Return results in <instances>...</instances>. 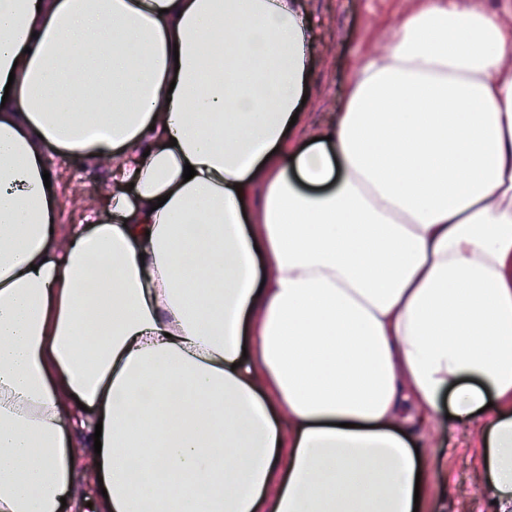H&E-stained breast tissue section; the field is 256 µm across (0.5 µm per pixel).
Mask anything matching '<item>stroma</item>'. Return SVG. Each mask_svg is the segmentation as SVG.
Here are the masks:
<instances>
[{
	"mask_svg": "<svg viewBox=\"0 0 512 512\" xmlns=\"http://www.w3.org/2000/svg\"><path fill=\"white\" fill-rule=\"evenodd\" d=\"M414 0H307L315 40L309 58V96L295 136L318 131L340 96L355 59L393 35ZM56 179L57 222L61 229L81 223L86 208L104 200L74 197V186L99 187L108 172L86 160L50 155ZM481 420L461 422L435 415L419 420L410 438L422 451L427 476V512H494L478 448Z\"/></svg>",
	"mask_w": 512,
	"mask_h": 512,
	"instance_id": "1",
	"label": "stroma"
}]
</instances>
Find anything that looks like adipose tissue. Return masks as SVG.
Here are the masks:
<instances>
[{
  "label": "adipose tissue",
  "instance_id": "ef3b65f1",
  "mask_svg": "<svg viewBox=\"0 0 512 512\" xmlns=\"http://www.w3.org/2000/svg\"><path fill=\"white\" fill-rule=\"evenodd\" d=\"M309 28L0 0V512L75 504L96 444L100 512H413L406 434L446 406L489 409L512 512V0H416L300 146ZM50 149L113 163L64 236Z\"/></svg>",
  "mask_w": 512,
  "mask_h": 512
}]
</instances>
